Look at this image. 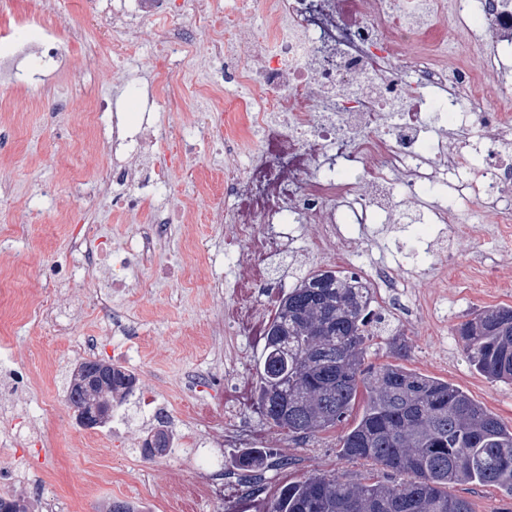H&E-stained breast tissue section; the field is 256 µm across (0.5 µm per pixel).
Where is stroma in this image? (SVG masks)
<instances>
[{"instance_id":"35a3bbf8","label":"stroma","mask_w":512,"mask_h":512,"mask_svg":"<svg viewBox=\"0 0 512 512\" xmlns=\"http://www.w3.org/2000/svg\"><path fill=\"white\" fill-rule=\"evenodd\" d=\"M106 0H55L74 24L86 27L99 65H85V49L64 52L54 75L55 96L65 111H47L26 88L15 87L0 102V453L28 442L22 460L0 475V491L19 489L41 504L56 502L58 512H101L113 499L141 503L146 512H264L285 485L315 471H335L356 478L382 479L370 464L338 457L344 427L299 441L269 428L256 405V360L262 342L245 335L233 305L253 294L264 319H271L279 298L299 277L317 269H346L373 279L377 264L399 267L400 291L408 306L424 304L434 290L446 289L433 313L406 322L392 318L386 333L374 337L371 360L402 363L408 368L457 385L503 421L512 425V384L493 381L471 369L457 329L484 308L512 305V237L498 234L500 215L469 218L470 231L459 240L445 239L441 252L412 256L411 244L439 195L399 192L396 210L410 213L412 223L376 222L368 230L349 226L357 248L351 255L318 257L307 250L284 253L263 268L225 265L224 248L231 227L211 221L225 206L224 185L214 166L212 147L186 153L181 141L165 140L166 150L185 154L193 178L172 171L164 192L183 222L167 225L147 260H132L126 287L112 285L107 263H90L98 241L125 253L140 242L143 216H120L109 199L87 204L75 197L72 180L99 189L110 160L124 156L109 145L106 125L88 112L98 99L123 97L112 73V50L102 46L90 26ZM451 26L454 40L467 49V64L486 84L512 81V72H488L484 42L492 36L483 19ZM224 268L223 287H213L210 268ZM69 270L73 279L63 292L64 308L75 319L67 334L34 319L30 311L54 291V275ZM134 326L130 336L113 330L114 319ZM405 344L398 355L396 344ZM128 352L123 364L137 381V392L121 407L122 418L102 428L77 425L65 388L84 356L111 359L116 349ZM240 357L245 374L227 383L224 364ZM20 363L28 383L16 387L10 376ZM155 400L142 412L139 393ZM235 407L249 434L261 435L274 454L257 469V486H225L210 492L204 472L211 463L233 469L234 449L222 444L224 410ZM165 414L168 429L183 436L176 456L143 457L141 445ZM452 494L467 499L473 512H512V496L487 485H457Z\"/></svg>"}]
</instances>
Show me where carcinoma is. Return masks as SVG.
Returning a JSON list of instances; mask_svg holds the SVG:
<instances>
[{"label":"carcinoma","instance_id":"cac0c4a2","mask_svg":"<svg viewBox=\"0 0 512 512\" xmlns=\"http://www.w3.org/2000/svg\"><path fill=\"white\" fill-rule=\"evenodd\" d=\"M372 292L360 276L310 271L280 300L265 325L258 359L256 404L265 422L311 439L359 417L339 442L347 462L363 460L389 472L387 482H362L315 473L281 488L266 512H473L452 485L490 484L512 493V426L458 386L402 364L369 362ZM470 367L512 383V305L484 309L458 327ZM101 363L82 361L66 390L67 402L112 418L109 403L135 381L124 367L88 380ZM267 448H242V470L263 465ZM0 512H35L34 503L0 493Z\"/></svg>","mask_w":512,"mask_h":512}]
</instances>
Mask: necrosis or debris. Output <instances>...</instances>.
<instances>
[{
	"instance_id": "obj_1",
	"label": "necrosis or debris",
	"mask_w": 512,
	"mask_h": 512,
	"mask_svg": "<svg viewBox=\"0 0 512 512\" xmlns=\"http://www.w3.org/2000/svg\"><path fill=\"white\" fill-rule=\"evenodd\" d=\"M222 11L219 0H120L109 25L120 31L135 25L143 35L153 33L156 19L167 22L165 35L150 62L157 90L143 94L140 74L123 63L124 45H114L113 72L127 96L140 100L142 115L135 131H123L132 158L141 161L145 175L120 162L110 163L104 180L113 208L123 214L148 212L142 235L143 251H151L161 225L176 213L159 197L168 174L154 153L157 106L183 109L180 88L172 79L169 61L203 46L219 74L202 81L210 87L224 82L223 105L213 106L180 137L196 144L220 141L234 155L249 130H260L280 148L274 158L250 159L247 172H224V192L235 197L248 191L258 205L242 213L235 207L216 211L213 223L232 224L234 241L247 243L249 264L265 262L270 253L287 252L299 239L297 227L317 225L309 248L319 256L344 255L356 248L340 222L368 224L376 218H397L393 212L399 187L431 190L454 182L458 198L495 212L512 209V166L493 162L472 167L458 153L442 160L433 172L422 168L419 147L425 141L424 113H435L449 125L476 129L480 142L498 145L512 141V87L502 86L500 104L484 106L480 78L467 66L444 68L453 37L430 18L445 7L443 0H270L264 30L250 44L258 69L239 63L240 22L258 0H234ZM453 18L483 17L500 30H512V0H453ZM38 39L13 38L0 42V93L24 84L43 87L60 61L59 32L71 41L85 37L83 29L66 18L44 15ZM400 46L417 47L416 55L398 60ZM244 112L248 129L225 131L224 115ZM362 165L370 191L360 194L343 178L339 166ZM347 207L337 218L331 203Z\"/></svg>"
}]
</instances>
